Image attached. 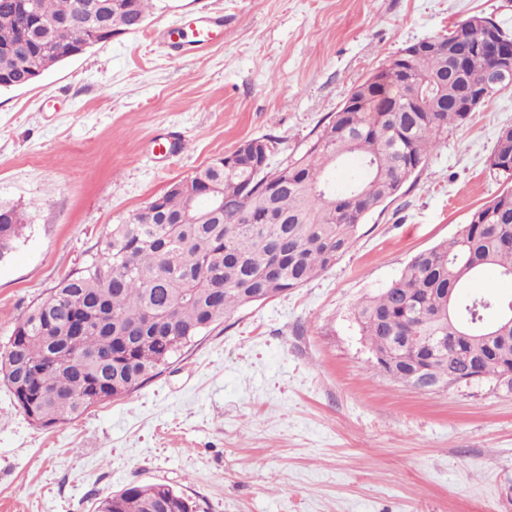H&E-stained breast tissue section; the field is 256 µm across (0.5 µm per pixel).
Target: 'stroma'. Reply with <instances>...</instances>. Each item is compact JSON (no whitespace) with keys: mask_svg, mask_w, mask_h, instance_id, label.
Masks as SVG:
<instances>
[{"mask_svg":"<svg viewBox=\"0 0 512 512\" xmlns=\"http://www.w3.org/2000/svg\"><path fill=\"white\" fill-rule=\"evenodd\" d=\"M473 15L512 37V0H157L138 30L1 90L0 203L26 225L0 259V345L173 182L252 138L287 164L354 86ZM204 16L221 43L157 42ZM506 127L512 88L449 127L332 268L237 309L132 395L38 427L0 382V512H95L157 483L198 512H512V394L395 382L352 315L512 187L488 163Z\"/></svg>","mask_w":512,"mask_h":512,"instance_id":"obj_1","label":"stroma"}]
</instances>
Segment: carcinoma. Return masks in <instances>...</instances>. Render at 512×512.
<instances>
[{
    "mask_svg": "<svg viewBox=\"0 0 512 512\" xmlns=\"http://www.w3.org/2000/svg\"><path fill=\"white\" fill-rule=\"evenodd\" d=\"M46 27L39 50L14 59L0 50V91L34 71L44 73L83 40L108 41L139 26L112 0H35ZM11 0H0V37L14 33ZM456 45L400 57L350 92L351 110L336 112L308 149L275 171L230 163L226 154L154 197L134 220L114 224L81 270L60 279L16 323L0 347V381L27 419L49 427L77 419L96 404L127 397L159 375L238 308L298 288L332 267L356 240L366 215L394 200L437 149L448 124L468 113L456 106L468 89L491 98V61L456 60ZM428 99L406 103V73ZM356 168L341 184L336 170ZM490 167L512 178V127L499 132ZM212 183L223 197L189 205ZM0 258L25 226L24 213L0 204ZM512 279V190L475 209L449 242L416 254L400 275L353 312L375 365L396 381L418 373L441 380L512 370V328L489 320L507 308L493 293L470 292L484 270ZM88 322L83 335L73 317ZM431 336L448 337L427 354ZM96 512H196L166 484H130L103 498Z\"/></svg>",
    "mask_w": 512,
    "mask_h": 512,
    "instance_id": "cac0c4a2",
    "label": "carcinoma"
}]
</instances>
